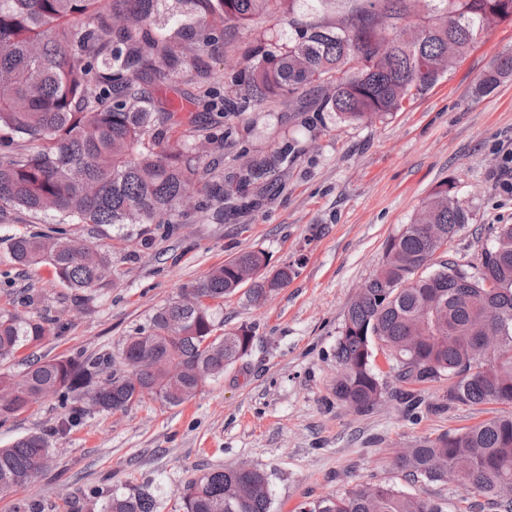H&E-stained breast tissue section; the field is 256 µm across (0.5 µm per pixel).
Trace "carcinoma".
I'll use <instances>...</instances> for the list:
<instances>
[{"label": "carcinoma", "instance_id": "1", "mask_svg": "<svg viewBox=\"0 0 512 512\" xmlns=\"http://www.w3.org/2000/svg\"><path fill=\"white\" fill-rule=\"evenodd\" d=\"M262 16L285 25L252 32L221 110L240 114L282 97L303 98L317 112L372 121L427 93L491 28L512 21V0H0V203L59 213L82 224H169L198 193L197 207L224 219V201L288 163L285 144L247 157L224 182L216 161L224 141L203 135L198 114L173 110L172 92L205 86L211 60L226 53L228 27ZM512 77V51L482 79L488 92ZM184 127L179 135L172 134ZM469 222V212L436 187L411 222L385 243L375 275L355 295L336 339V399L359 413L380 402L374 368L380 348L410 384L450 379L446 401L512 407V224L488 228L493 245L479 272L440 262L436 252ZM18 267L48 264L76 303L112 281V258L63 229L7 241ZM260 303L288 284L291 269L268 270L251 250L214 267L181 290L127 337L118 356L36 360L16 378L0 373V399L15 415L49 396L87 399L99 412L125 411L145 398L168 406L191 401L202 374L215 379L247 354L252 330L216 334L211 302L237 292ZM43 317L0 309V361L60 331ZM492 329L502 346L478 336ZM49 448L29 435L0 448V494L39 478ZM394 466L414 482H444L461 472L469 489L512 512V413L473 427L422 437ZM185 512H272L270 477L258 468L213 469L180 490ZM157 492H114L98 512H160ZM299 512H448L444 503L392 486L358 483Z\"/></svg>", "mask_w": 512, "mask_h": 512}]
</instances>
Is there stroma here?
Returning <instances> with one entry per match:
<instances>
[{
  "instance_id": "1",
  "label": "stroma",
  "mask_w": 512,
  "mask_h": 512,
  "mask_svg": "<svg viewBox=\"0 0 512 512\" xmlns=\"http://www.w3.org/2000/svg\"><path fill=\"white\" fill-rule=\"evenodd\" d=\"M509 50L512 22L486 33L426 94L371 123L344 122L284 99L220 120L209 132L224 139L225 180L237 175L244 154H270L286 143L295 149L270 182L247 188L251 208L225 209L220 221L190 203L175 223L120 231L0 205V307L11 308L35 288L62 326L0 362V372L15 376L28 358L118 352L182 287L236 254L261 249L271 269L292 270L288 285L266 302L252 303L242 290L221 301L224 330L250 327L254 342L189 403L171 407L148 398L108 414L54 397L0 420V447L38 433L50 448L44 474L0 495V512L30 502L40 503L42 512H73L112 492L144 487L160 490L162 512H183L179 491L188 478L242 464L269 474L272 512H296L300 504L365 482L444 500L452 510L483 502V495L451 482L408 486L392 459L420 437L479 424L497 406L455 403L436 410L448 392L442 378L416 386L428 407L410 418L397 398L403 386L396 364L382 351L375 364L389 394L373 411H350L331 384L336 338L352 298L378 268L386 240L432 190L451 185L470 213L437 259L477 271L492 243L487 227L512 224V193L496 177L503 156L512 153V79L486 94L478 90ZM58 225L112 253L113 284L82 305L69 299L50 266L23 272L7 259V239ZM146 238L151 247H143ZM64 417L69 423L62 431Z\"/></svg>"
}]
</instances>
